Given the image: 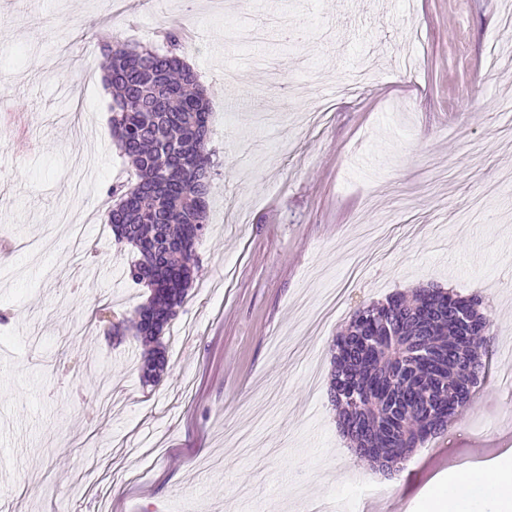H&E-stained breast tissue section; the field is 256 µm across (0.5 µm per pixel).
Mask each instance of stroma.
Segmentation results:
<instances>
[{
    "mask_svg": "<svg viewBox=\"0 0 512 512\" xmlns=\"http://www.w3.org/2000/svg\"><path fill=\"white\" fill-rule=\"evenodd\" d=\"M511 3L139 0L115 30L133 47L191 30L218 164L146 385L132 336L107 338L148 291L105 219L133 171L91 62L100 5L0 0V512H423L434 478L493 473L512 450ZM279 13L304 44L279 49ZM359 67L370 81L337 96ZM64 212L85 217L81 280ZM429 286L482 297L490 376L388 479L339 431L331 348L358 307Z\"/></svg>",
    "mask_w": 512,
    "mask_h": 512,
    "instance_id": "obj_1",
    "label": "stroma"
}]
</instances>
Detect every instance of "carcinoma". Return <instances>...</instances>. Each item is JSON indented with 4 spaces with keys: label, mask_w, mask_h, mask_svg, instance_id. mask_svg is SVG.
I'll return each instance as SVG.
<instances>
[{
    "label": "carcinoma",
    "mask_w": 512,
    "mask_h": 512,
    "mask_svg": "<svg viewBox=\"0 0 512 512\" xmlns=\"http://www.w3.org/2000/svg\"><path fill=\"white\" fill-rule=\"evenodd\" d=\"M162 48L112 39L105 80L112 89V137L136 183L117 181L106 196L115 241L131 247L126 275L150 290L135 310L142 378L166 367L160 337L191 287L195 245L208 232L213 177L207 89L180 57L182 31ZM482 301L442 288H417L356 310L333 343L329 398L351 450L393 475L406 450L441 435L468 407L486 368L491 321Z\"/></svg>",
    "instance_id": "1"
}]
</instances>
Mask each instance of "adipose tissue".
<instances>
[{
	"label": "adipose tissue",
	"mask_w": 512,
	"mask_h": 512,
	"mask_svg": "<svg viewBox=\"0 0 512 512\" xmlns=\"http://www.w3.org/2000/svg\"><path fill=\"white\" fill-rule=\"evenodd\" d=\"M427 512H512V457L491 475L456 468L448 485L429 494Z\"/></svg>",
	"instance_id": "1"
}]
</instances>
